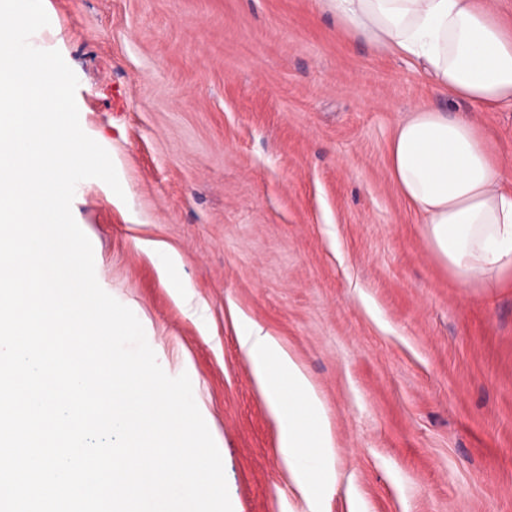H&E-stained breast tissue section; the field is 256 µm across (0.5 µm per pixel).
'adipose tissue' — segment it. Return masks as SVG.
I'll return each mask as SVG.
<instances>
[{
  "mask_svg": "<svg viewBox=\"0 0 512 512\" xmlns=\"http://www.w3.org/2000/svg\"><path fill=\"white\" fill-rule=\"evenodd\" d=\"M350 36L415 60L450 101L512 108V29L490 0H318ZM399 191L423 216L428 240L462 286L499 287L512 272V170L470 119L420 110L390 145ZM238 343L272 416L278 454L312 502L336 485L323 405L275 339L241 320Z\"/></svg>",
  "mask_w": 512,
  "mask_h": 512,
  "instance_id": "obj_1",
  "label": "adipose tissue"
}]
</instances>
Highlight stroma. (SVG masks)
Returning a JSON list of instances; mask_svg holds the SVG:
<instances>
[{"label": "stroma", "instance_id": "stroma-1", "mask_svg": "<svg viewBox=\"0 0 512 512\" xmlns=\"http://www.w3.org/2000/svg\"><path fill=\"white\" fill-rule=\"evenodd\" d=\"M44 7L124 190L87 179L72 202L96 278L188 374L233 512H309L238 349L242 316L323 404L337 482L322 512H512V277L459 285L388 164L398 126L447 94L317 0ZM468 113L512 162V108ZM149 241L178 255L175 275Z\"/></svg>", "mask_w": 512, "mask_h": 512}]
</instances>
